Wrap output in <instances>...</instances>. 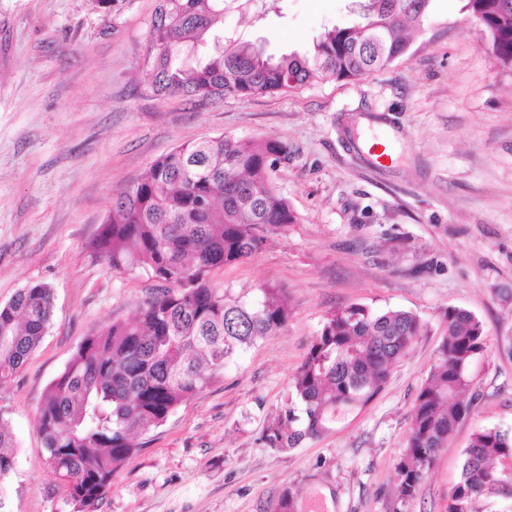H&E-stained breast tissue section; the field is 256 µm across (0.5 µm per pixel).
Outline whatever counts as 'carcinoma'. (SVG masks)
<instances>
[{
	"instance_id": "1",
	"label": "carcinoma",
	"mask_w": 512,
	"mask_h": 512,
	"mask_svg": "<svg viewBox=\"0 0 512 512\" xmlns=\"http://www.w3.org/2000/svg\"><path fill=\"white\" fill-rule=\"evenodd\" d=\"M226 0H159L145 46L151 88L158 96L201 102L287 93L318 80L356 79L403 56V32L419 28L432 0H352L360 21L334 26L310 52L277 59L250 44L217 47L201 63H184L188 44L204 41L224 21ZM481 21L493 55L512 67V0H464ZM287 152L274 139L219 136L184 143L158 158L113 202L88 254L119 273L145 271L166 287L136 317L114 322L84 340L52 382L38 411L45 464L68 489L75 512H95L135 438L161 426L226 364L288 321L278 288L234 296L211 287L212 270L251 256L297 218L270 171ZM54 295L32 283L0 305V386L11 381L38 346ZM446 336L411 412L407 445L396 465L395 494L406 503L474 408L472 364L486 349L482 321L444 312ZM426 324L403 310L374 312L351 304L330 313L294 375L295 403L265 430L272 448L288 451L327 434L336 420L383 389ZM14 441L0 421V480L12 468ZM512 459V433L482 427L462 451L458 482L446 512H478L480 498L512 493V472L492 460ZM496 474L497 483L487 482Z\"/></svg>"
}]
</instances>
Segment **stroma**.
<instances>
[{
	"mask_svg": "<svg viewBox=\"0 0 512 512\" xmlns=\"http://www.w3.org/2000/svg\"><path fill=\"white\" fill-rule=\"evenodd\" d=\"M349 0H228L225 44L278 57L349 25ZM158 0H0V304L34 282L55 308L6 387L15 441L0 512H73L44 463L37 411L79 344L129 321L156 279L85 250L113 195L185 142L227 136L288 148L273 179L297 221L251 257L213 270L234 295L288 297L287 323L258 340L116 472L98 512H276L283 490L323 493L328 512H445L462 451L484 426L512 431V69L488 50L462 0H433L406 55L358 80L192 103L152 93L144 44ZM360 304L406 310L427 330L366 407L288 452L263 439L326 317ZM483 323L471 416L407 503L396 464L437 357L444 311Z\"/></svg>",
	"mask_w": 512,
	"mask_h": 512,
	"instance_id": "stroma-1",
	"label": "stroma"
}]
</instances>
